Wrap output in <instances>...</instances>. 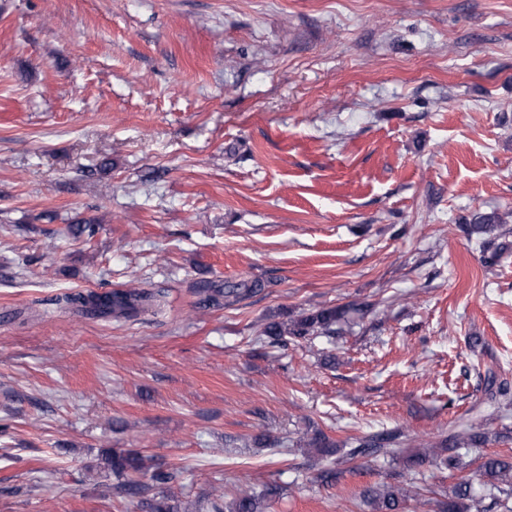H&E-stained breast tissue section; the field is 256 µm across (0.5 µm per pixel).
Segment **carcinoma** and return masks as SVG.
Returning <instances> with one entry per match:
<instances>
[{
  "instance_id": "cac0c4a2",
  "label": "carcinoma",
  "mask_w": 512,
  "mask_h": 512,
  "mask_svg": "<svg viewBox=\"0 0 512 512\" xmlns=\"http://www.w3.org/2000/svg\"><path fill=\"white\" fill-rule=\"evenodd\" d=\"M500 223L499 216L484 214L475 218L472 231L476 233H491ZM238 292L236 288L214 289L208 283L199 285L200 299L198 305L202 308L220 304V300L228 294ZM158 293L139 288L113 289L105 292L90 291L87 293H69L56 300V304L67 309H75L94 318L115 317L130 319L149 311L154 307ZM346 314L343 308H322L312 313L303 314L288 322H271L262 335L279 341L288 336L302 338L314 332L324 335L335 333L334 326ZM488 442L484 432L468 430L460 435H448L441 443V447L448 450V456L442 464L448 470H459L466 467L462 458L455 454L459 444L479 447ZM306 446L315 449L320 455H329L336 444L325 434L316 432L310 437ZM106 468L111 471L117 481L116 488L130 497H140L148 491V487L128 479L129 473L141 467V459L137 453L130 450H114L105 455ZM481 476L484 478L483 487L491 495L499 494L503 497L512 496V461H507L497 455H488L479 466ZM279 495V487L268 485L257 493L245 496H236L229 502H224V491L219 490L211 501L210 512H261L263 503ZM363 501L372 507V512H405L407 502L411 499L409 491L403 487L383 484L378 487H369L362 493ZM170 495L152 497L143 501L147 512H177V506L171 504ZM480 499L476 497L472 484L462 480L448 489L446 501L442 503L443 512H469V509L478 506Z\"/></svg>"
}]
</instances>
